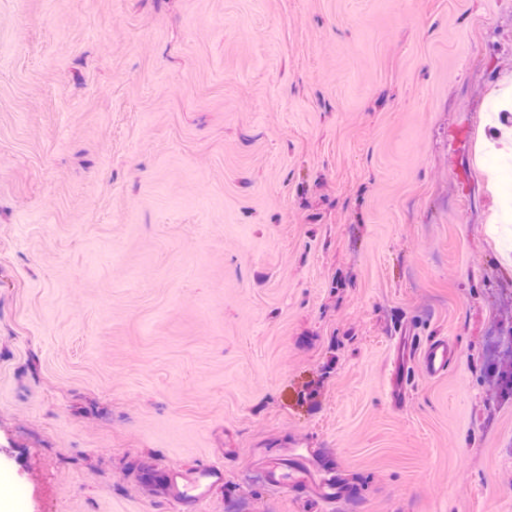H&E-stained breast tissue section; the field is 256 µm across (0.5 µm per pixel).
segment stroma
<instances>
[{"label": "stroma", "mask_w": 512, "mask_h": 512, "mask_svg": "<svg viewBox=\"0 0 512 512\" xmlns=\"http://www.w3.org/2000/svg\"><path fill=\"white\" fill-rule=\"evenodd\" d=\"M509 93L512 0H0L12 512H512ZM422 362L429 375L443 373L448 364V343L436 342L430 345L423 353ZM267 480L277 486L289 487L297 492L315 491L322 497H334L336 484L331 479L314 480L308 469L301 463L288 465L282 460H270L266 464ZM223 479L224 471L219 468L168 472V480L175 498L190 510H197V505L204 501L211 489Z\"/></svg>", "instance_id": "obj_1"}]
</instances>
